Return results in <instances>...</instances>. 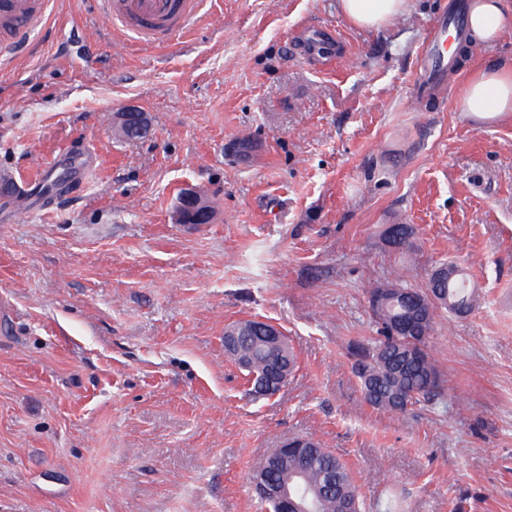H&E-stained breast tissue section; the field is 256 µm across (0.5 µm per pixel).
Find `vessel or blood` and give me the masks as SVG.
Listing matches in <instances>:
<instances>
[{
  "label": "vessel or blood",
  "mask_w": 512,
  "mask_h": 512,
  "mask_svg": "<svg viewBox=\"0 0 512 512\" xmlns=\"http://www.w3.org/2000/svg\"><path fill=\"white\" fill-rule=\"evenodd\" d=\"M100 9L121 30L158 47L171 45L180 34L193 28L206 0H96ZM54 0H0V70L9 69L12 50L30 38L49 20ZM462 12L442 17L429 40L426 63L417 70L413 84L420 89L440 83L446 67L449 31H461Z\"/></svg>",
  "instance_id": "obj_1"
}]
</instances>
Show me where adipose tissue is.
I'll list each match as a JSON object with an SVG mask.
<instances>
[{
  "instance_id": "1",
  "label": "adipose tissue",
  "mask_w": 512,
  "mask_h": 512,
  "mask_svg": "<svg viewBox=\"0 0 512 512\" xmlns=\"http://www.w3.org/2000/svg\"><path fill=\"white\" fill-rule=\"evenodd\" d=\"M344 16L367 28L379 29L409 12L410 0H341ZM468 45L494 44L512 29V0H472L468 13ZM460 111L480 118L512 112V57L480 68L466 85Z\"/></svg>"
}]
</instances>
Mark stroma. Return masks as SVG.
Segmentation results:
<instances>
[{
  "instance_id": "stroma-1",
  "label": "stroma",
  "mask_w": 512,
  "mask_h": 512,
  "mask_svg": "<svg viewBox=\"0 0 512 512\" xmlns=\"http://www.w3.org/2000/svg\"><path fill=\"white\" fill-rule=\"evenodd\" d=\"M449 3L367 29L340 0H212L170 47L117 51L93 0H56L0 73V174L25 185L0 191V512H260L251 477L294 437L348 464L361 512H512V114L458 108L512 31L419 92ZM317 27L334 37L307 51ZM62 148L96 152L85 186ZM188 187L213 223H176ZM442 262L476 287L438 312L443 384L374 409L350 353L377 333L370 292L426 289ZM245 318L297 355L276 395L224 350Z\"/></svg>"
}]
</instances>
